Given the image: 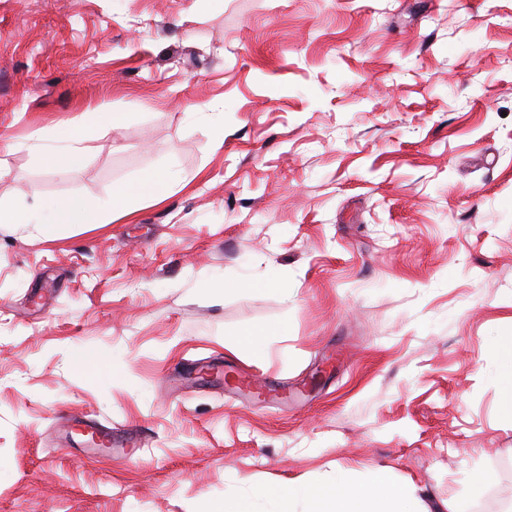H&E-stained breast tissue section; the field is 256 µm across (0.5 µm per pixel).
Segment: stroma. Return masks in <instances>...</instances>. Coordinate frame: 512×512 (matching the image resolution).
<instances>
[{
    "label": "stroma",
    "mask_w": 512,
    "mask_h": 512,
    "mask_svg": "<svg viewBox=\"0 0 512 512\" xmlns=\"http://www.w3.org/2000/svg\"><path fill=\"white\" fill-rule=\"evenodd\" d=\"M77 128L80 169L36 161ZM165 167L112 223L0 224V512H272L378 470L424 512L512 503V0H0V207ZM82 415L141 447L86 457ZM266 331L263 329H248L239 334V337L234 340L236 346L245 348L251 351L253 357L261 360L265 356V348L261 343V336H264Z\"/></svg>",
    "instance_id": "obj_1"
}]
</instances>
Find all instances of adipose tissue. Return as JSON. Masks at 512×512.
<instances>
[{"label": "adipose tissue", "mask_w": 512, "mask_h": 512, "mask_svg": "<svg viewBox=\"0 0 512 512\" xmlns=\"http://www.w3.org/2000/svg\"><path fill=\"white\" fill-rule=\"evenodd\" d=\"M177 181L175 173L154 169L133 182L112 187L110 203L103 204L77 194L51 206L40 216L37 225L45 239L53 240L66 226H95L130 215L129 203L134 199L158 200L165 197ZM276 505V512H296L303 505L305 512H421L418 500L406 489L392 486L384 475L367 483L351 484L340 476L329 485L284 481L266 490Z\"/></svg>", "instance_id": "obj_1"}]
</instances>
